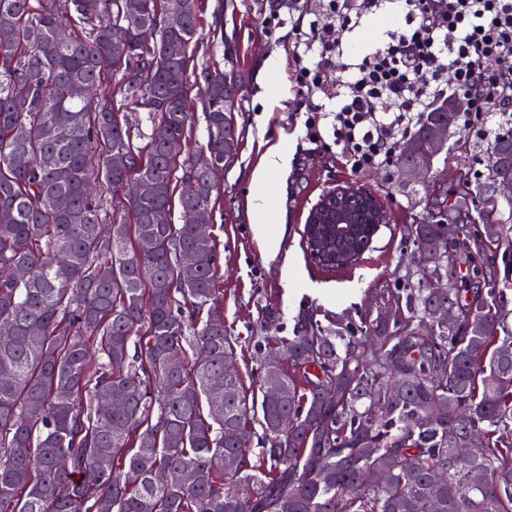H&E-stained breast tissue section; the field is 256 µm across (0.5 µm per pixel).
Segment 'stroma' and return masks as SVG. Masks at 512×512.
<instances>
[{
	"label": "stroma",
	"instance_id": "obj_1",
	"mask_svg": "<svg viewBox=\"0 0 512 512\" xmlns=\"http://www.w3.org/2000/svg\"><path fill=\"white\" fill-rule=\"evenodd\" d=\"M272 2L200 0L205 13L221 8L223 41L212 44L208 31H201L199 57L220 59L232 51L234 68L243 77L235 114L239 153L224 170L223 193L211 224L220 255L224 323L236 344L237 366L252 389L257 386L254 371L264 337H291L306 319L333 330L341 323L376 319L395 305L390 288L417 280L410 260L411 225L425 218L437 199L447 201L452 216L469 208L470 199L458 182L475 180L490 146L486 140L451 135L447 153L435 161V178L422 183L403 181L392 167L350 172L323 142L305 138L295 121L288 31H268L261 25ZM271 57L280 63L272 76L265 69ZM279 146L287 150L289 161L271 177L278 209L261 233L249 208L255 190L251 175L264 154ZM339 185L371 193L387 222L359 263L327 272L307 254L303 230L311 208Z\"/></svg>",
	"mask_w": 512,
	"mask_h": 512
}]
</instances>
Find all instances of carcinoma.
I'll use <instances>...</instances> for the list:
<instances>
[{"instance_id":"cac0c4a2","label":"carcinoma","mask_w":512,"mask_h":512,"mask_svg":"<svg viewBox=\"0 0 512 512\" xmlns=\"http://www.w3.org/2000/svg\"><path fill=\"white\" fill-rule=\"evenodd\" d=\"M203 26L198 0H0L12 35L0 44V267L27 271L0 283V512H512V313L498 274L512 226L490 192L512 169V132L492 142L457 223L431 213L411 226L419 278L396 289L408 312L266 337L250 393L224 374L236 348L210 323L224 315L218 245L193 220L239 151L224 76L236 94L240 80L227 56L225 69L198 62ZM77 84L89 94H67ZM125 112L148 114L145 144ZM448 120L459 129L460 116L427 113L412 139ZM131 179L137 195L112 210ZM186 180L194 193L177 192ZM450 230L453 252L433 257ZM450 305L451 328L438 316ZM370 470L385 482L365 483Z\"/></svg>"}]
</instances>
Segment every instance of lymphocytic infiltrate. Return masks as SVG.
Masks as SVG:
<instances>
[{"label": "lymphocytic infiltrate", "instance_id": "lymphocytic-infiltrate-1", "mask_svg": "<svg viewBox=\"0 0 512 512\" xmlns=\"http://www.w3.org/2000/svg\"><path fill=\"white\" fill-rule=\"evenodd\" d=\"M403 17L359 62H346L349 38L387 0H305L309 24L290 25L291 81L308 139L330 136L337 158L360 174L392 165L425 113L453 96L465 103V136L512 128V0H399ZM336 72V103L326 107L323 75Z\"/></svg>", "mask_w": 512, "mask_h": 512}]
</instances>
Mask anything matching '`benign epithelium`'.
<instances>
[{
  "mask_svg": "<svg viewBox=\"0 0 512 512\" xmlns=\"http://www.w3.org/2000/svg\"><path fill=\"white\" fill-rule=\"evenodd\" d=\"M448 146V127L439 126L422 147L409 141L402 146L400 156L415 151L418 161L410 166L398 164L397 171L407 181H418L429 174L435 158ZM496 197H512V172L497 175L492 184ZM386 216L368 192L353 186H338L322 195L311 209L307 224L309 252L316 263L334 262L336 256L327 255L330 246L339 247L341 254L356 256L372 243L385 223Z\"/></svg>",
  "mask_w": 512,
  "mask_h": 512,
  "instance_id": "7a95c632",
  "label": "benign epithelium"
}]
</instances>
